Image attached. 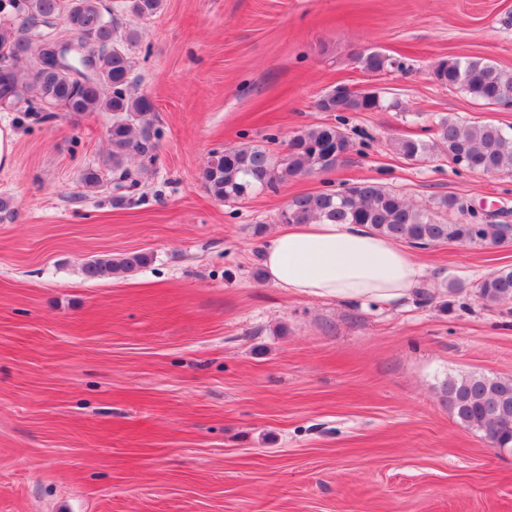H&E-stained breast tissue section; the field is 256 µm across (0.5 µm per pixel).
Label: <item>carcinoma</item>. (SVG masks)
<instances>
[{
	"instance_id": "1",
	"label": "carcinoma",
	"mask_w": 512,
	"mask_h": 512,
	"mask_svg": "<svg viewBox=\"0 0 512 512\" xmlns=\"http://www.w3.org/2000/svg\"><path fill=\"white\" fill-rule=\"evenodd\" d=\"M162 0H121L114 6L103 0H0L25 14L27 24L61 27L35 44L24 29L0 24V58L8 60L0 69V108L12 109L21 103L38 105L49 112L62 107L75 114L108 112L109 154L104 166L123 183L134 188L127 163L131 159H152L160 132L154 126V105L136 92L130 81L131 61L125 45L138 39L130 28L117 35L120 17L148 18L159 11ZM81 38L80 51L50 65L44 47L70 36ZM95 59L91 80L82 83L73 74L83 53ZM366 72L381 69L404 71L405 63L391 55L372 50L354 57ZM436 81L465 91L484 106L512 104V70H505L482 58L453 57L441 60ZM322 112H366L381 103L362 93L318 99ZM431 137L399 138L393 148L401 157L415 160L441 148L448 162L474 174L512 171V126L492 122H466L457 117L440 118L430 128ZM350 149L348 136L336 125L324 124L302 129L289 140L288 153L273 157L256 145L214 151L205 162L201 179L206 190L220 201L249 197L258 190H274L290 177L326 173L345 160ZM460 214L450 222L448 213ZM288 224L325 222L366 224L375 233L414 248L426 249L444 243L500 246L512 241V224H501L456 197H443L433 205L419 206L399 193L372 181L341 190L327 189L294 197L280 212ZM149 261L139 252L119 257L104 255L85 262L82 273L88 281H106L132 273ZM478 295L490 307L512 304V268H501L478 285ZM448 411L461 424L483 434L497 448L512 447V379L482 374L451 376L442 385Z\"/></svg>"
}]
</instances>
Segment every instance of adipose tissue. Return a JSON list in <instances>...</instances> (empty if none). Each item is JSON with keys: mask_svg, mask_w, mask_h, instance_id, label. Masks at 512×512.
<instances>
[{"mask_svg": "<svg viewBox=\"0 0 512 512\" xmlns=\"http://www.w3.org/2000/svg\"><path fill=\"white\" fill-rule=\"evenodd\" d=\"M268 280L298 298L387 305L409 299L422 267L404 245L364 224H286L263 252Z\"/></svg>", "mask_w": 512, "mask_h": 512, "instance_id": "obj_1", "label": "adipose tissue"}]
</instances>
